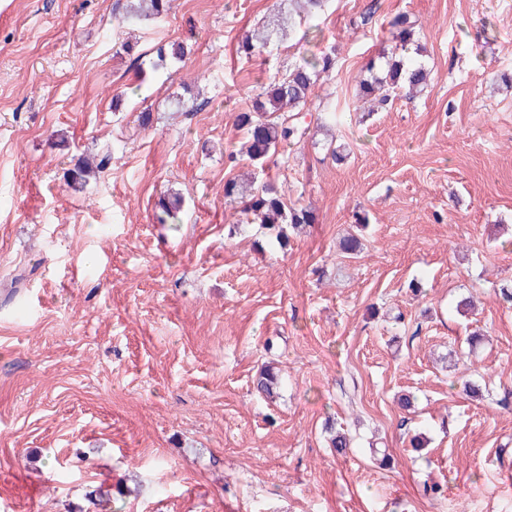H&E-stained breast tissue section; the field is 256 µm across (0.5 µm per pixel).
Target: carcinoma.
Returning a JSON list of instances; mask_svg holds the SVG:
<instances>
[{"label":"carcinoma","mask_w":512,"mask_h":512,"mask_svg":"<svg viewBox=\"0 0 512 512\" xmlns=\"http://www.w3.org/2000/svg\"><path fill=\"white\" fill-rule=\"evenodd\" d=\"M325 0H289L288 14L295 12L300 17H312L322 10ZM168 10V0H126L125 13L122 21L127 23H143L160 19ZM397 29L396 39L400 53L386 60L385 65L371 61L367 70L372 76L360 81L358 96L371 99L377 106L386 104L390 99L401 93L409 94L427 83L428 72L425 67L405 56L409 44L414 40V22L406 15H399L393 21ZM285 21L275 19L263 30L251 37L245 36L240 50L247 56L263 52L271 43L281 41L284 36ZM336 67L335 51L306 60L288 70L281 77L273 78L260 87L254 96L251 106L237 113V128L246 136L245 154L254 167L253 179L240 184L233 179L224 182V200L231 206L240 207L246 223L260 224L263 228L276 231V241L281 248L288 246V236L284 225L299 228L315 221L314 210L309 206H290L280 194L274 181L261 179L267 159L273 156L278 148L286 143H299L304 140L309 127L296 121L292 113L302 111L311 101L314 88L320 74H328ZM111 160L110 154L102 158L84 157L77 159L74 167L69 170L67 185L82 189ZM161 214L157 220L161 224H180L183 221V205L180 198L160 201ZM278 386L274 366L264 365L256 378V390L264 397H274ZM325 428L331 434L329 447L336 454L346 455L352 441L348 434L335 429L328 423Z\"/></svg>","instance_id":"cac0c4a2"}]
</instances>
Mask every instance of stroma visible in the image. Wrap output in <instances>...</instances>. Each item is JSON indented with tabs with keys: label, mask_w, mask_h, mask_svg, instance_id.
Masks as SVG:
<instances>
[{
	"label": "stroma",
	"mask_w": 512,
	"mask_h": 512,
	"mask_svg": "<svg viewBox=\"0 0 512 512\" xmlns=\"http://www.w3.org/2000/svg\"><path fill=\"white\" fill-rule=\"evenodd\" d=\"M124 3L0 0V512H512V0H380L358 28L368 0H328L250 58L242 38L280 0H172L139 25ZM402 13L429 85L364 112L358 84ZM159 43L187 53L156 65ZM330 49L314 137L271 167L316 216L283 250L224 204L248 170L235 114ZM320 105L341 125L316 128ZM102 152L109 168L68 188L73 158ZM170 194L177 226L156 220ZM349 233L359 258L339 251ZM269 362L272 400L254 390Z\"/></svg>",
	"instance_id": "obj_1"
}]
</instances>
